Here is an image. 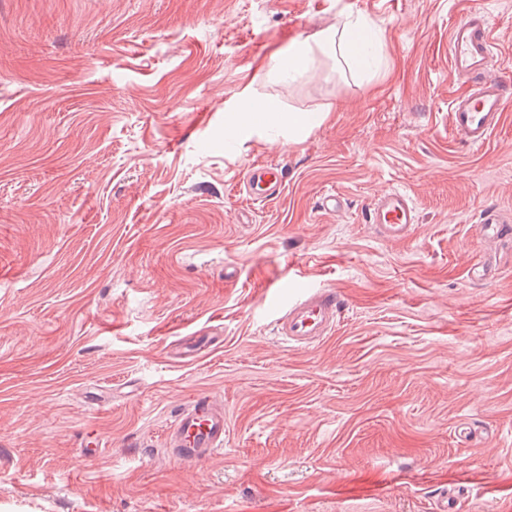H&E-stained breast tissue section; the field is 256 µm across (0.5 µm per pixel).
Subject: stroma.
Here are the masks:
<instances>
[{
  "instance_id": "stroma-1",
  "label": "stroma",
  "mask_w": 512,
  "mask_h": 512,
  "mask_svg": "<svg viewBox=\"0 0 512 512\" xmlns=\"http://www.w3.org/2000/svg\"><path fill=\"white\" fill-rule=\"evenodd\" d=\"M469 9L512 69V0H0V512H439L450 483L455 512H512V244L479 232L512 219V100L483 148L448 129ZM348 16L377 32L368 69L269 77ZM247 97L327 118L228 140ZM263 163L284 188L255 202ZM391 189L419 211L406 242L364 219ZM312 287L346 305L300 349L275 320ZM194 336L215 342L178 358ZM201 395L224 451L176 462ZM283 179V170L276 165L255 166L248 171L245 190L254 200L263 202L279 194ZM480 233L487 243L511 242V221L504 219L497 210H486L482 217Z\"/></svg>"
}]
</instances>
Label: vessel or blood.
Here are the masks:
<instances>
[{
  "label": "vessel or blood",
  "instance_id": "obj_1",
  "mask_svg": "<svg viewBox=\"0 0 512 512\" xmlns=\"http://www.w3.org/2000/svg\"><path fill=\"white\" fill-rule=\"evenodd\" d=\"M493 27L483 11H470L448 30V60L451 71L463 79L465 88L454 95L448 107V126L464 143L479 148L500 125L504 107L512 97V72L495 62ZM282 168L265 164L249 169L245 190L254 200L276 197L283 186ZM366 221L389 242L410 240L419 222L409 192L394 189L374 198L365 209ZM480 233L485 242L512 241V221L499 211L486 210ZM345 304L343 294L327 288L310 291L293 302L278 318L276 332L297 348H308L330 336ZM167 446L174 460L199 462L224 447V407L203 396L182 408L175 416Z\"/></svg>",
  "mask_w": 512,
  "mask_h": 512
}]
</instances>
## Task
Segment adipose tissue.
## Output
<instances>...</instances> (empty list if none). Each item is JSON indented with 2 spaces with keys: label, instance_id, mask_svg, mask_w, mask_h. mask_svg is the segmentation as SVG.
Wrapping results in <instances>:
<instances>
[{
  "label": "adipose tissue",
  "instance_id": "obj_1",
  "mask_svg": "<svg viewBox=\"0 0 512 512\" xmlns=\"http://www.w3.org/2000/svg\"><path fill=\"white\" fill-rule=\"evenodd\" d=\"M370 33L367 22L361 18H346L341 25L322 32L314 41H301L298 52L289 56L288 60L279 63L274 72L279 82L293 83L303 65L314 51L331 52L336 58L352 65H362L364 39ZM250 113L249 119L232 127L233 132L241 139L266 137L270 131L279 130L288 134L289 138L299 139L316 125L321 124L325 113L296 112L289 116H281L270 103H258L248 99L244 102Z\"/></svg>",
  "mask_w": 512,
  "mask_h": 512
}]
</instances>
